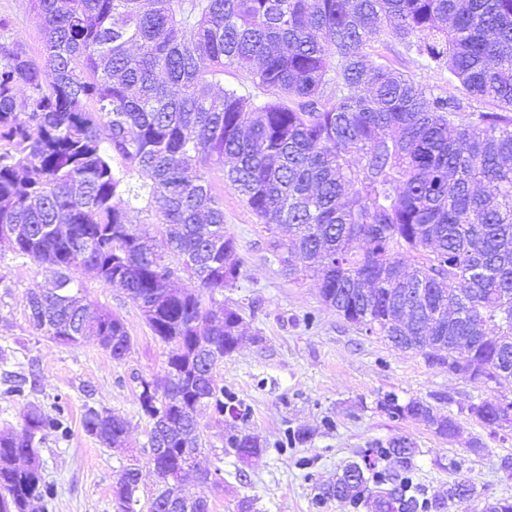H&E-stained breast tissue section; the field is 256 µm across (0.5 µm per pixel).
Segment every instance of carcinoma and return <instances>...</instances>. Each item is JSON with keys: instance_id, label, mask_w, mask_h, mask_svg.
Returning a JSON list of instances; mask_svg holds the SVG:
<instances>
[{"instance_id": "carcinoma-1", "label": "carcinoma", "mask_w": 512, "mask_h": 512, "mask_svg": "<svg viewBox=\"0 0 512 512\" xmlns=\"http://www.w3.org/2000/svg\"><path fill=\"white\" fill-rule=\"evenodd\" d=\"M41 35L28 56L0 18V230L17 257L55 272L26 294L33 326L69 346L94 337L112 358L130 350L124 322L84 302L81 268L122 291L170 345L166 386L142 382L149 445L165 444L151 466L171 491L184 487L203 454L197 420L224 415L214 369L238 345L239 312L217 301L239 277L224 203L200 171L215 169L270 238L282 270L316 277L322 301L368 335L421 351L440 343L468 380L512 383V0H31ZM448 70L434 92L378 63L381 37ZM227 67L247 71L271 99L255 104L235 89L205 88ZM150 182L136 188L131 179ZM144 201L155 236L132 224ZM423 289L428 302L390 312L383 284ZM188 275L194 286L171 283ZM446 435L457 429L426 403L401 405ZM500 409L482 401L489 427ZM25 435L0 432V512H30L55 495L37 447L70 433L68 405L54 414L26 404ZM85 433L109 448L128 422L89 406ZM240 459L260 453L234 436ZM345 466L324 495L356 509L430 512L411 470V448H371ZM139 469L112 487L114 512H134Z\"/></svg>"}]
</instances>
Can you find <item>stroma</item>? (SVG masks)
I'll use <instances>...</instances> for the list:
<instances>
[{
  "label": "stroma",
  "instance_id": "stroma-1",
  "mask_svg": "<svg viewBox=\"0 0 512 512\" xmlns=\"http://www.w3.org/2000/svg\"><path fill=\"white\" fill-rule=\"evenodd\" d=\"M13 36L31 54L40 51L38 23L30 0H0ZM389 63L438 89L448 87V72L425 66L415 52L389 43ZM206 179L224 200V228L238 243L241 261L235 286L225 289L226 304L240 307L241 341L215 369L231 394L236 411L215 420L198 417L206 442L204 465L220 467L219 482L192 484L207 497L211 512H349L333 499L317 502L322 486L362 451L407 441L415 450L413 472L424 498L436 512H483L487 502L512 501V430H495L467 411L470 404L494 397L512 400V387L484 386L450 375L423 354L366 335L321 302L316 280L305 273L286 275L269 251V236L219 171ZM50 269L16 257L0 242V430L21 432V405L4 397L11 382H22L26 401L52 413L67 401L71 416L68 440L48 439L39 447L46 482L56 495L45 512H113L112 487L130 458L141 462L138 497L145 512L154 489L148 462L149 418L140 408L142 381L164 384L168 345L154 336L141 311L120 290L81 272L88 301L120 315L131 350L112 359L95 340L78 346L57 344L35 330L25 296L44 288ZM400 403L417 399L458 423L454 436L428 424L394 418L384 407L387 396ZM125 418L124 447L107 448L85 434V405ZM304 430L307 442L281 450L285 433ZM249 432L263 451L239 460L229 441ZM307 466H299V459ZM469 484L474 494L460 505L448 501V485Z\"/></svg>",
  "mask_w": 512,
  "mask_h": 512
}]
</instances>
